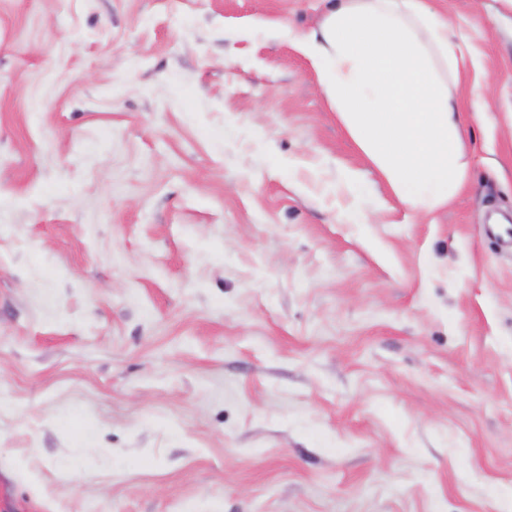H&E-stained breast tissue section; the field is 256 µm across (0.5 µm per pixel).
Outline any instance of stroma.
<instances>
[{
	"instance_id": "stroma-1",
	"label": "stroma",
	"mask_w": 512,
	"mask_h": 512,
	"mask_svg": "<svg viewBox=\"0 0 512 512\" xmlns=\"http://www.w3.org/2000/svg\"><path fill=\"white\" fill-rule=\"evenodd\" d=\"M433 2L482 97L417 214L325 0H0V512H503L512 0Z\"/></svg>"
}]
</instances>
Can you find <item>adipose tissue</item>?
<instances>
[{"label":"adipose tissue","instance_id":"1","mask_svg":"<svg viewBox=\"0 0 512 512\" xmlns=\"http://www.w3.org/2000/svg\"><path fill=\"white\" fill-rule=\"evenodd\" d=\"M299 48L343 128L410 209L448 204L466 179L464 117L448 89L450 24L429 0H333Z\"/></svg>","mask_w":512,"mask_h":512}]
</instances>
